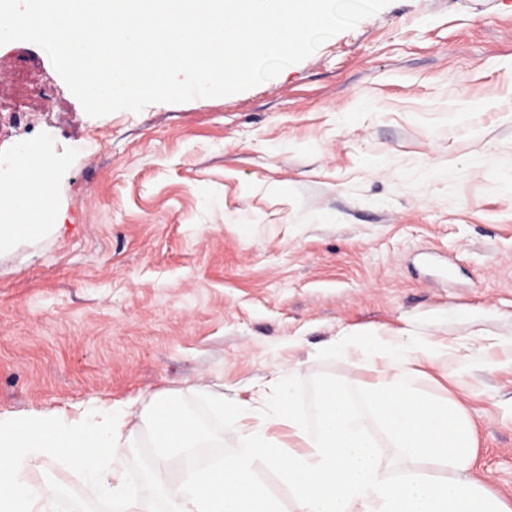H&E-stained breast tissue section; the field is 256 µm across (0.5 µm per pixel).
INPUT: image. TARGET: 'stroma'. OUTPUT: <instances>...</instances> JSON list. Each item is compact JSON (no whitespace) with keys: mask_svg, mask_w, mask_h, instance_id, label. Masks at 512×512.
Instances as JSON below:
<instances>
[{"mask_svg":"<svg viewBox=\"0 0 512 512\" xmlns=\"http://www.w3.org/2000/svg\"><path fill=\"white\" fill-rule=\"evenodd\" d=\"M47 140L64 236L0 252V414L144 408L196 383L264 406L319 349L440 341L415 363L512 505V0H391L218 98L85 113L39 46L0 45V158Z\"/></svg>","mask_w":512,"mask_h":512,"instance_id":"1","label":"stroma"}]
</instances>
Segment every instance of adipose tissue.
<instances>
[{
  "label": "adipose tissue",
  "instance_id": "1",
  "mask_svg": "<svg viewBox=\"0 0 512 512\" xmlns=\"http://www.w3.org/2000/svg\"><path fill=\"white\" fill-rule=\"evenodd\" d=\"M9 178L0 181V247L16 242L36 243L57 232L47 184L54 159L42 142L19 145L7 162Z\"/></svg>",
  "mask_w": 512,
  "mask_h": 512
}]
</instances>
